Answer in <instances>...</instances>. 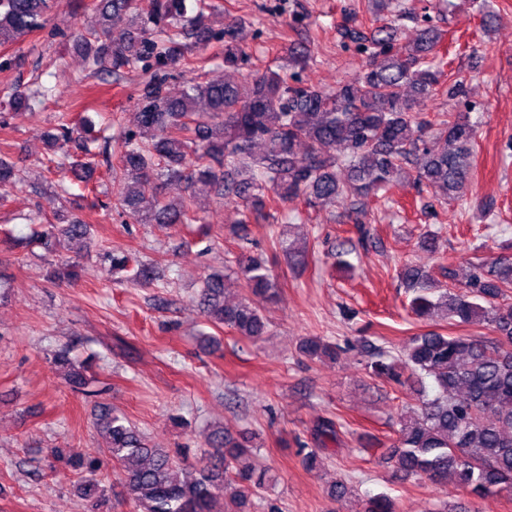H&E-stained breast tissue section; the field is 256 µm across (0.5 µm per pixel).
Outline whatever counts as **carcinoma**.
<instances>
[{
    "label": "carcinoma",
    "instance_id": "cac0c4a2",
    "mask_svg": "<svg viewBox=\"0 0 512 512\" xmlns=\"http://www.w3.org/2000/svg\"><path fill=\"white\" fill-rule=\"evenodd\" d=\"M53 0H0V46L14 44L44 29L52 19ZM220 11L211 0H95L98 27L78 37L85 60L119 71L149 54L170 63L184 58L182 36L206 46L214 38L208 14ZM243 28L224 32V73L205 82H189L177 92L165 80L145 84L127 113L124 150L117 164L106 158L112 181L122 185L115 207L140 224L181 227L198 221L200 198L227 199L239 207L241 224L265 216L281 204L334 205L350 196L367 198L388 191L395 179L413 176L433 197L448 201L472 174L476 125L467 112H419L428 98L446 89L455 99L463 83L444 70L440 46L444 30L426 25L409 41L396 39L385 24L371 30L353 13L339 29L366 54L353 79L324 90L302 85L285 73L268 70L250 80L238 77L245 55ZM10 108L29 110L35 94L16 85L6 91ZM95 124L85 116H67L44 135L45 166L70 169L80 182L93 180L98 164L67 165L66 147L94 139ZM19 182L16 167L0 160V194ZM177 184L184 195L169 199L165 186ZM92 237L84 219H60L44 225L39 244L55 255ZM112 268L138 284L152 281V268L123 251L110 253ZM236 274L251 296L229 302L226 275H209L194 302L205 324L228 328L256 340L266 322L259 300L277 284L265 261L243 250ZM81 269L59 264L53 282L73 283ZM412 294L409 312L416 320L436 317L454 327L485 323L496 338L450 335L427 330L412 338L401 357L375 349L368 368L377 377L402 384L404 372L433 379L435 394H421L403 418L392 448L396 468L410 477L443 484L448 479L473 496L512 495V261L472 265L463 286L448 271L442 284L426 270L406 264L399 271ZM300 350L311 359L336 360L342 348L313 336ZM62 346L54 365L69 370V385L86 396L87 367L76 364ZM95 426L106 445L95 456L67 459L81 470L77 491L87 512H104L109 497L97 478L100 458L111 463L137 512H251L252 497L271 480L269 470L253 461V437L221 426L205 436L197 464H188L165 448L149 444L128 417L102 406ZM337 423L321 418L311 442L300 444L313 466L325 441L337 438ZM362 512H395L380 494L365 501Z\"/></svg>",
    "mask_w": 512,
    "mask_h": 512
}]
</instances>
